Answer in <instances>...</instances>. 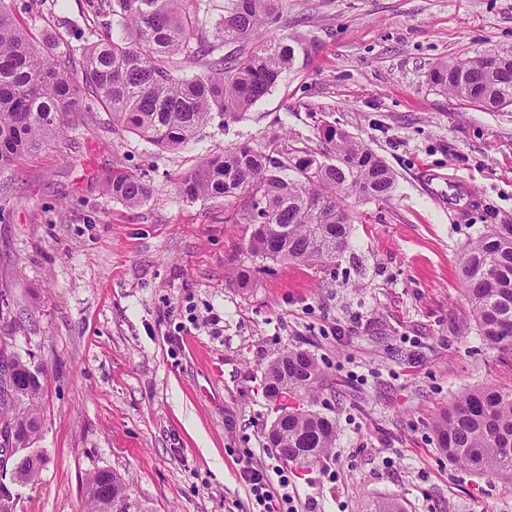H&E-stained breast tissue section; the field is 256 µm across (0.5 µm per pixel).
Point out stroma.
Wrapping results in <instances>:
<instances>
[{
  "instance_id": "35a3bbf8",
  "label": "stroma",
  "mask_w": 512,
  "mask_h": 512,
  "mask_svg": "<svg viewBox=\"0 0 512 512\" xmlns=\"http://www.w3.org/2000/svg\"><path fill=\"white\" fill-rule=\"evenodd\" d=\"M39 46L80 54L113 28L106 0H6ZM301 45L243 119L213 120L177 150L112 128L103 107L0 168V353L40 373L39 432L0 452V512H83L90 473L121 475L139 512H253L235 460L288 477L297 512H512L501 481L448 462L433 424L461 393L512 388V358L483 343L458 259L512 224V107L463 105L429 81L439 62L512 49V0H282ZM333 124L396 175L384 200L349 196L347 251L330 264L247 248L227 202L182 177L240 142L320 145ZM146 181L136 208L113 169ZM251 274L239 287L236 273ZM291 349L323 370L310 396L271 398L267 365ZM336 421L306 468L266 433L283 408ZM38 454L36 481L12 479ZM106 188L113 199L129 207L140 206L147 201L151 193L150 186L142 178L119 168L112 170Z\"/></svg>"
}]
</instances>
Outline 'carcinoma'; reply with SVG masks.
Here are the masks:
<instances>
[{
  "label": "carcinoma",
  "instance_id": "1",
  "mask_svg": "<svg viewBox=\"0 0 512 512\" xmlns=\"http://www.w3.org/2000/svg\"><path fill=\"white\" fill-rule=\"evenodd\" d=\"M280 0H231L216 41L205 35L198 0H112L119 33L83 48L80 60L49 56L30 42L0 0V168L56 139L70 116L97 103L112 113V125L166 149H178L216 117L240 119L263 99L295 59L292 34L259 51L245 44L281 22ZM230 51H224V48ZM204 67L192 77L178 74L177 57ZM430 82L463 104L485 109L512 105V50L464 62L436 65ZM321 148H299L274 138L255 148L240 144L208 157L181 182L196 199L246 202L224 211V222L251 229L248 249L257 257L303 264L331 263L349 246L345 197L384 200L396 176L366 144L332 124L320 131ZM112 198L138 207L150 186L125 170H112ZM459 259L463 293L475 314L482 341L512 355V224H488ZM321 374L305 350H290L267 368L272 396L305 390ZM38 421L29 413L6 426L4 437L30 439ZM438 448L448 461L490 474L512 488V390L490 383L455 399L435 422ZM336 423L314 411H290L282 428L271 427L273 448H290L295 465L320 461L333 447ZM41 457L22 458L15 470L36 479ZM100 472L87 479L86 512H114L129 500L125 484L98 490Z\"/></svg>",
  "mask_w": 512,
  "mask_h": 512
}]
</instances>
